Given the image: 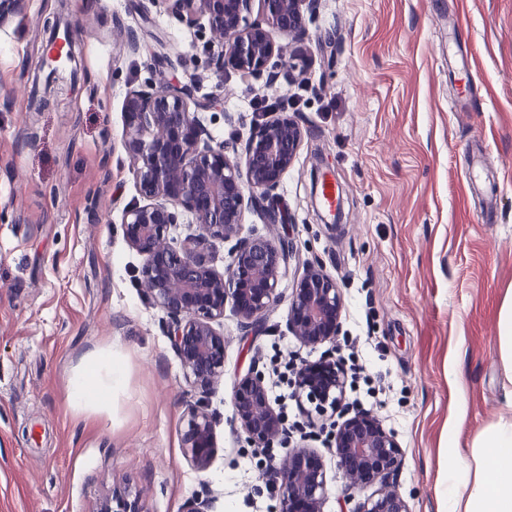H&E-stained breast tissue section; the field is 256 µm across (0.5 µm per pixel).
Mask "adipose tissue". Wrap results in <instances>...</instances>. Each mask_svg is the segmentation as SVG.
<instances>
[{"mask_svg":"<svg viewBox=\"0 0 512 512\" xmlns=\"http://www.w3.org/2000/svg\"><path fill=\"white\" fill-rule=\"evenodd\" d=\"M123 378L111 355L91 353L71 383L70 397L80 405L111 396ZM505 402V413L478 433L469 454L449 463L446 512H512V389Z\"/></svg>","mask_w":512,"mask_h":512,"instance_id":"ef3b65f1","label":"adipose tissue"}]
</instances>
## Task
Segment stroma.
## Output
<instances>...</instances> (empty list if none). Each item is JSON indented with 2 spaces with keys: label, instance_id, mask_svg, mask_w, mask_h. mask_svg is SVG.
<instances>
[{
  "label": "stroma",
  "instance_id": "1",
  "mask_svg": "<svg viewBox=\"0 0 512 512\" xmlns=\"http://www.w3.org/2000/svg\"><path fill=\"white\" fill-rule=\"evenodd\" d=\"M74 30L77 76L50 78L41 62L55 26ZM137 39L130 50L129 39ZM204 31L165 0H28L0 25V512H99L113 491L143 512H182L205 492L216 512H276L266 479L287 450L244 440L232 392L252 367L276 370L356 351L374 389L343 412L372 413L401 446L394 489L409 512H443L452 450L504 411L498 321L512 292V0H320L299 35H276L312 60L272 84L217 73ZM196 76L199 118L215 142L243 147L252 104L287 100L303 129L277 192L291 217L246 212L239 236H286L295 256L283 301L256 328L233 308L224 380L200 396L138 283L123 209L139 191L123 143L128 87ZM342 191L337 227L311 199L315 162ZM343 296L332 343L301 344L288 303L305 265ZM111 352L123 387L99 406L74 404L83 358ZM206 399L215 454L206 470L185 457L187 404ZM294 437L310 435L327 471L322 512H354L366 492L338 468L329 434L287 401Z\"/></svg>",
  "mask_w": 512,
  "mask_h": 512
}]
</instances>
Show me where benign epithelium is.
I'll use <instances>...</instances> for the list:
<instances>
[{
    "label": "benign epithelium",
    "instance_id": "benign-epithelium-1",
    "mask_svg": "<svg viewBox=\"0 0 512 512\" xmlns=\"http://www.w3.org/2000/svg\"><path fill=\"white\" fill-rule=\"evenodd\" d=\"M261 19L250 20L253 2ZM180 23L210 33L217 46L215 70L260 79L272 59L290 70L305 62L287 54L273 40L302 30L303 8L317 0H166ZM26 0H0V24L24 12ZM214 99L201 101L192 85L173 87L150 80L126 93L123 141L133 160V175L142 201L126 206L121 215L129 246L144 257L141 287L167 317L172 347L189 385L202 394L224 379V334L216 325L227 304L245 324L259 323L280 302V279L293 258L287 239L253 234L240 238L230 262L217 270L211 261L215 242L238 231L245 211L268 224L284 223L280 199L272 191L291 166L302 140L295 118L275 112L256 124L257 131L243 153L215 144L198 116ZM192 214L195 232L177 242L169 229L178 223V209ZM343 297L336 280L320 266H309L293 288L288 305V330L302 344L315 347L335 340L340 328ZM346 377L336 359L303 360L294 368L293 387L300 405H309L331 432L339 468L361 487L376 486L359 512H408L406 501L389 479L401 463L394 433L367 412L338 421L337 410L346 391ZM235 416L253 448L290 443L283 417L271 404L263 370L251 368L234 385ZM215 420L199 400L187 405L182 434L185 456L199 470L214 453ZM281 491L279 512H322L328 494L326 471L308 446L288 449V456L270 472ZM217 497L197 496L182 512H214ZM100 512H142L137 500L117 496Z\"/></svg>",
    "mask_w": 512,
    "mask_h": 512
}]
</instances>
